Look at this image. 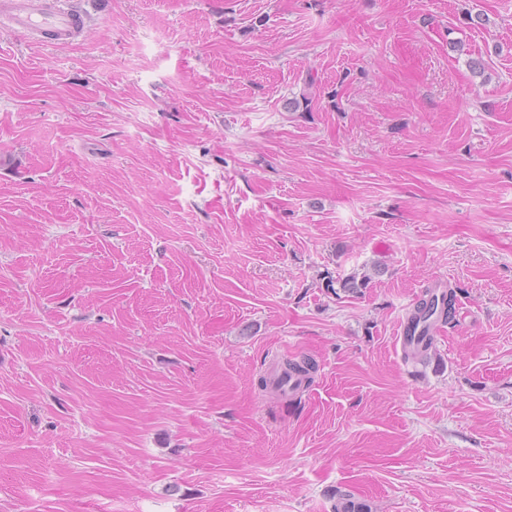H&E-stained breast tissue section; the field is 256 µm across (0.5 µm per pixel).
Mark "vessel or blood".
I'll list each match as a JSON object with an SVG mask.
<instances>
[{
    "instance_id": "obj_1",
    "label": "vessel or blood",
    "mask_w": 512,
    "mask_h": 512,
    "mask_svg": "<svg viewBox=\"0 0 512 512\" xmlns=\"http://www.w3.org/2000/svg\"><path fill=\"white\" fill-rule=\"evenodd\" d=\"M0 21L47 45L67 43L83 26L79 14L56 5L55 0H0Z\"/></svg>"
}]
</instances>
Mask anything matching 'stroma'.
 Returning <instances> with one entry per match:
<instances>
[{
  "label": "stroma",
  "mask_w": 512,
  "mask_h": 512,
  "mask_svg": "<svg viewBox=\"0 0 512 512\" xmlns=\"http://www.w3.org/2000/svg\"><path fill=\"white\" fill-rule=\"evenodd\" d=\"M65 2L0 23V512H512V0ZM50 0H2L0 21L26 33L35 43L64 44L82 30V18ZM419 299L417 305L407 320L413 328L419 323H425L423 329L419 328V336H408L403 345L404 358L412 361H428L431 353L435 354L436 334L445 324H449L455 313L456 294L453 289H446L438 299L432 289Z\"/></svg>",
  "instance_id": "35a3bbf8"
}]
</instances>
